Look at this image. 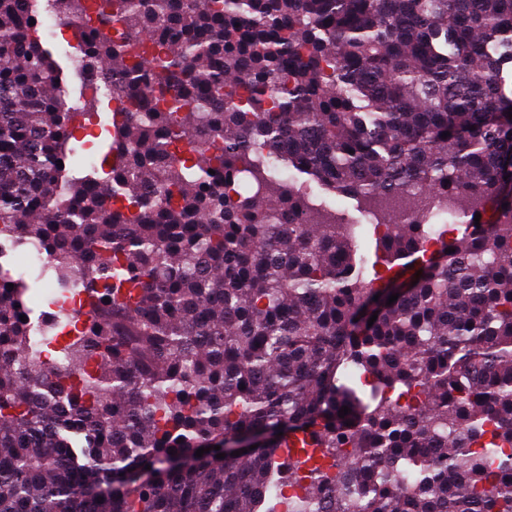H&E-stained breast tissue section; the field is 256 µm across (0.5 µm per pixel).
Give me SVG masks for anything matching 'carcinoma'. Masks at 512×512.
<instances>
[{
    "mask_svg": "<svg viewBox=\"0 0 512 512\" xmlns=\"http://www.w3.org/2000/svg\"><path fill=\"white\" fill-rule=\"evenodd\" d=\"M27 2L0 0V512H512V0H51L104 95L168 89L83 175ZM310 183L387 226L374 258Z\"/></svg>",
    "mask_w": 512,
    "mask_h": 512,
    "instance_id": "cac0c4a2",
    "label": "carcinoma"
}]
</instances>
